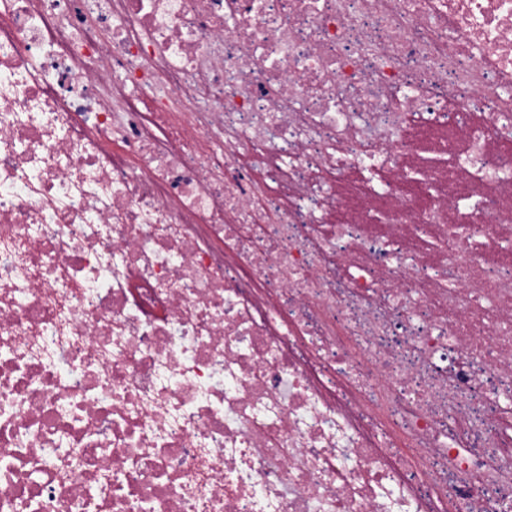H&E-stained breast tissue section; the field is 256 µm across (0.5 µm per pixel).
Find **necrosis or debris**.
I'll use <instances>...</instances> for the list:
<instances>
[{
	"label": "necrosis or debris",
	"instance_id": "1",
	"mask_svg": "<svg viewBox=\"0 0 512 512\" xmlns=\"http://www.w3.org/2000/svg\"><path fill=\"white\" fill-rule=\"evenodd\" d=\"M0 0V512H512V0Z\"/></svg>",
	"mask_w": 512,
	"mask_h": 512
}]
</instances>
